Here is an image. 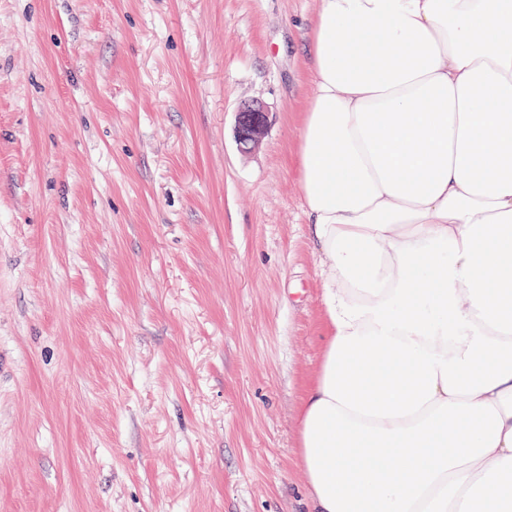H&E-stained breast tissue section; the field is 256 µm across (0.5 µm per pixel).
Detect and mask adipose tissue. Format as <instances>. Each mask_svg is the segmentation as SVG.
Instances as JSON below:
<instances>
[{
	"label": "adipose tissue",
	"instance_id": "adipose-tissue-1",
	"mask_svg": "<svg viewBox=\"0 0 512 512\" xmlns=\"http://www.w3.org/2000/svg\"><path fill=\"white\" fill-rule=\"evenodd\" d=\"M307 512H512V0H320Z\"/></svg>",
	"mask_w": 512,
	"mask_h": 512
}]
</instances>
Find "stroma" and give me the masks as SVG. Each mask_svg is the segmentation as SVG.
Instances as JSON below:
<instances>
[{
  "instance_id": "obj_1",
  "label": "stroma",
  "mask_w": 512,
  "mask_h": 512,
  "mask_svg": "<svg viewBox=\"0 0 512 512\" xmlns=\"http://www.w3.org/2000/svg\"><path fill=\"white\" fill-rule=\"evenodd\" d=\"M319 5L0 0V512H302ZM267 113L258 103L242 105L237 116V139L241 149H250L263 131Z\"/></svg>"
}]
</instances>
